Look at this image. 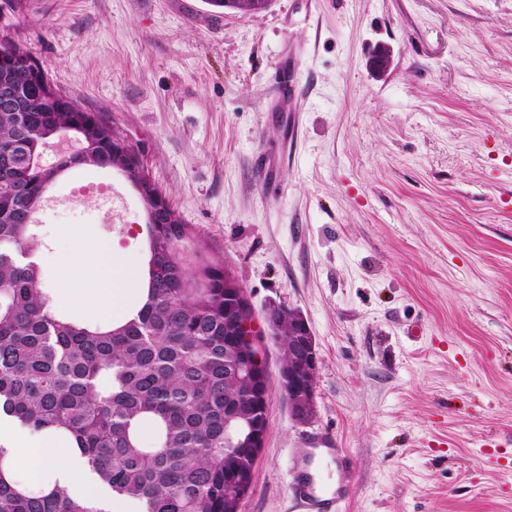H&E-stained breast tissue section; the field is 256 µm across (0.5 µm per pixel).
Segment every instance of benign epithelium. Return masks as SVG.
<instances>
[{
  "label": "benign epithelium",
  "instance_id": "benign-epithelium-1",
  "mask_svg": "<svg viewBox=\"0 0 512 512\" xmlns=\"http://www.w3.org/2000/svg\"><path fill=\"white\" fill-rule=\"evenodd\" d=\"M0 110L22 111L17 93L11 86L0 89ZM241 313L238 317L240 335L255 351L253 363L240 366L243 373L262 372V381L268 382L267 371L262 357V336L279 335L278 328L288 323L291 328V364L280 369V385L288 396V403L294 419L299 423L310 421L314 412L315 385L317 373V350L307 319L296 309L281 304H270L265 309L263 323L266 330L254 326V311L245 293H240Z\"/></svg>",
  "mask_w": 512,
  "mask_h": 512
}]
</instances>
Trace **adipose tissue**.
<instances>
[{
	"label": "adipose tissue",
	"mask_w": 512,
	"mask_h": 512,
	"mask_svg": "<svg viewBox=\"0 0 512 512\" xmlns=\"http://www.w3.org/2000/svg\"><path fill=\"white\" fill-rule=\"evenodd\" d=\"M60 234L78 241L84 259L59 265L57 282L49 290L52 304L62 309L83 306L91 317L106 323L122 321L129 314L127 299L138 292L134 267L115 259L108 248L98 245L94 235L85 230L64 227ZM16 439L6 469L21 488L39 492L63 476L78 494H91L83 467L64 443L24 430Z\"/></svg>",
	"instance_id": "1"
}]
</instances>
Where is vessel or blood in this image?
<instances>
[{"mask_svg": "<svg viewBox=\"0 0 512 512\" xmlns=\"http://www.w3.org/2000/svg\"><path fill=\"white\" fill-rule=\"evenodd\" d=\"M343 449L333 441L317 437L308 447L293 451L296 478L288 487L289 512H338L349 484L344 480L325 483L319 474L320 465L341 466Z\"/></svg>", "mask_w": 512, "mask_h": 512, "instance_id": "obj_1", "label": "vessel or blood"}]
</instances>
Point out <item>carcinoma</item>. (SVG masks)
<instances>
[{
    "label": "carcinoma",
    "instance_id": "1",
    "mask_svg": "<svg viewBox=\"0 0 512 512\" xmlns=\"http://www.w3.org/2000/svg\"><path fill=\"white\" fill-rule=\"evenodd\" d=\"M24 112H0V416L33 434L77 448L94 479L142 512H236L248 487L252 448H231L226 427L249 436L264 430V398L238 375L240 337L224 334L236 319L238 293L226 287L224 265L195 267L185 287L180 247L190 225L172 208L160 213L146 194L145 300L110 329L91 328L56 310L30 259L32 218L49 188L68 170L118 171L142 182L133 158L113 152L116 132L78 106L19 41L0 37ZM61 133L78 152L46 165L32 161ZM150 432L152 441L142 442ZM0 445V512H104L64 481L45 492L18 489L7 477Z\"/></svg>",
    "mask_w": 512,
    "mask_h": 512
}]
</instances>
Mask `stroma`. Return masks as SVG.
<instances>
[{
	"instance_id": "obj_1",
	"label": "stroma",
	"mask_w": 512,
	"mask_h": 512,
	"mask_svg": "<svg viewBox=\"0 0 512 512\" xmlns=\"http://www.w3.org/2000/svg\"><path fill=\"white\" fill-rule=\"evenodd\" d=\"M6 32L139 151L187 250L231 269L255 315L309 323L308 423L264 340L241 512H288L292 453L315 434L348 452L342 512H512V0H0ZM78 183L117 187L121 223ZM47 197L45 285L81 256L63 224L142 263L144 205L117 172L72 170Z\"/></svg>"
}]
</instances>
